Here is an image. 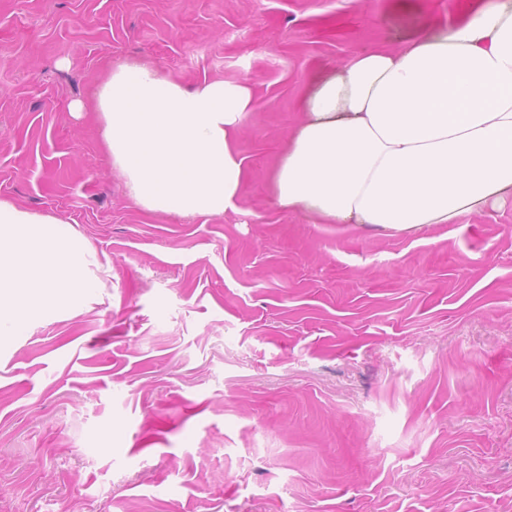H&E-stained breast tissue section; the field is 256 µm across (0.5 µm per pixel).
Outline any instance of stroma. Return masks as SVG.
<instances>
[{
	"label": "stroma",
	"mask_w": 512,
	"mask_h": 512,
	"mask_svg": "<svg viewBox=\"0 0 512 512\" xmlns=\"http://www.w3.org/2000/svg\"><path fill=\"white\" fill-rule=\"evenodd\" d=\"M465 0H0V200L110 273L0 354V512H512V201L416 233L281 208L309 78ZM246 79L239 210L136 205L103 58Z\"/></svg>",
	"instance_id": "35a3bbf8"
}]
</instances>
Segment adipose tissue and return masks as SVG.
<instances>
[{"mask_svg":"<svg viewBox=\"0 0 512 512\" xmlns=\"http://www.w3.org/2000/svg\"><path fill=\"white\" fill-rule=\"evenodd\" d=\"M102 138L149 211L221 216L246 182L248 80L183 85L144 64L105 67ZM272 171L278 203L396 233L456 224L512 200V0H468L450 27L413 23L317 76Z\"/></svg>","mask_w":512,"mask_h":512,"instance_id":"adipose-tissue-1","label":"adipose tissue"}]
</instances>
